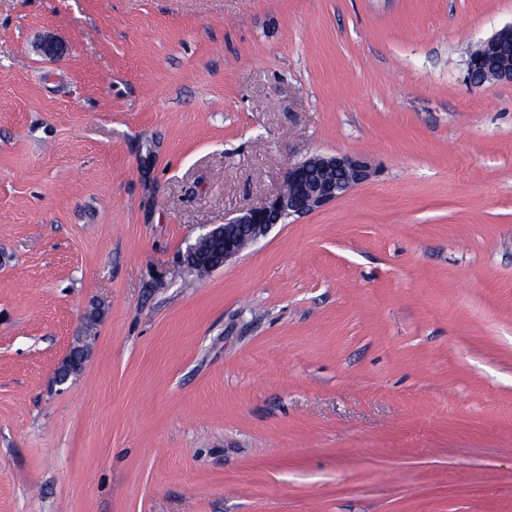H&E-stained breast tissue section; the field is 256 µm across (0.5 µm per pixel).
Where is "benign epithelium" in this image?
<instances>
[{
    "instance_id": "obj_1",
    "label": "benign epithelium",
    "mask_w": 512,
    "mask_h": 512,
    "mask_svg": "<svg viewBox=\"0 0 512 512\" xmlns=\"http://www.w3.org/2000/svg\"><path fill=\"white\" fill-rule=\"evenodd\" d=\"M512 46V27H505L478 43L479 52L469 54L466 62L467 80L476 87L487 82L512 83V62L501 63ZM373 175L370 163L363 157L346 154L312 153L302 161L288 166L284 190L260 206L242 210L237 216L212 226L202 234L205 241L224 234L223 263L241 253L239 241L250 245L266 236L269 230L291 217L312 213L342 198ZM70 352L61 362L55 383L63 385L80 370Z\"/></svg>"
}]
</instances>
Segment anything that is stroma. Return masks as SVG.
I'll use <instances>...</instances> for the list:
<instances>
[{
	"label": "stroma",
	"mask_w": 512,
	"mask_h": 512,
	"mask_svg": "<svg viewBox=\"0 0 512 512\" xmlns=\"http://www.w3.org/2000/svg\"><path fill=\"white\" fill-rule=\"evenodd\" d=\"M510 25L0 0V512H512V83L465 65ZM316 152L376 175L186 267Z\"/></svg>",
	"instance_id": "obj_1"
}]
</instances>
